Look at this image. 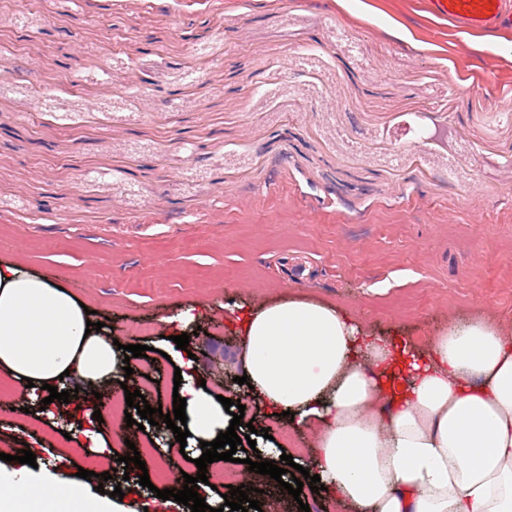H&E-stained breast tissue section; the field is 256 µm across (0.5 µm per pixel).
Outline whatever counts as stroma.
<instances>
[{
    "mask_svg": "<svg viewBox=\"0 0 512 512\" xmlns=\"http://www.w3.org/2000/svg\"><path fill=\"white\" fill-rule=\"evenodd\" d=\"M512 28L484 37L424 0H0V260L62 283L123 345L160 347L200 314L196 376L240 401L262 459L311 468L313 434L226 387L241 375L227 313L288 296L345 306L368 331L427 342L449 316L512 321ZM128 390L173 409L174 360L130 359ZM0 449L75 478L94 428L149 442L143 471L196 475L165 426L88 406L39 415L8 384ZM263 512H346L291 474H252Z\"/></svg>",
    "mask_w": 512,
    "mask_h": 512,
    "instance_id": "1",
    "label": "stroma"
}]
</instances>
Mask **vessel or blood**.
<instances>
[{
  "label": "vessel or blood",
  "mask_w": 512,
  "mask_h": 512,
  "mask_svg": "<svg viewBox=\"0 0 512 512\" xmlns=\"http://www.w3.org/2000/svg\"><path fill=\"white\" fill-rule=\"evenodd\" d=\"M426 5L433 15L465 31L512 27V0H426Z\"/></svg>",
  "instance_id": "obj_1"
}]
</instances>
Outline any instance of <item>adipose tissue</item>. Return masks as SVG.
<instances>
[{
  "label": "adipose tissue",
  "mask_w": 512,
  "mask_h": 512,
  "mask_svg": "<svg viewBox=\"0 0 512 512\" xmlns=\"http://www.w3.org/2000/svg\"><path fill=\"white\" fill-rule=\"evenodd\" d=\"M61 283L0 261V371L49 384L124 380L108 331L87 332ZM248 384L274 416L314 430L313 471L347 512H512V332L495 316L449 317L428 348L367 334L340 305L291 297L240 319ZM187 428L210 442L230 425L187 385ZM0 512H139L58 474H0Z\"/></svg>",
  "instance_id": "adipose-tissue-1"
}]
</instances>
